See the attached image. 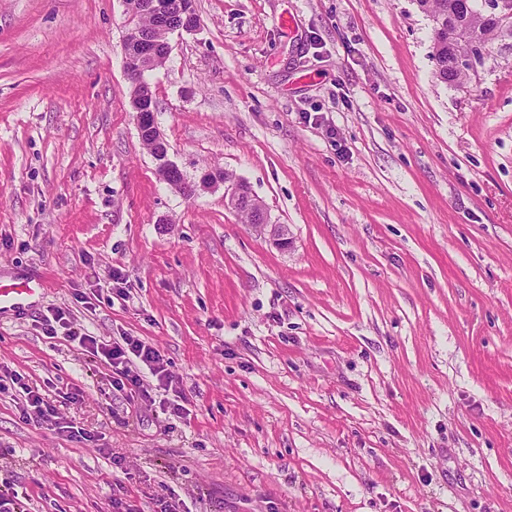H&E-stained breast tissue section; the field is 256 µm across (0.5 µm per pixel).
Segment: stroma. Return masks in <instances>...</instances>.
I'll return each instance as SVG.
<instances>
[{
  "label": "stroma",
  "mask_w": 512,
  "mask_h": 512,
  "mask_svg": "<svg viewBox=\"0 0 512 512\" xmlns=\"http://www.w3.org/2000/svg\"><path fill=\"white\" fill-rule=\"evenodd\" d=\"M195 7L146 74L170 160L229 177L187 200L138 134L123 0H0V282L48 281L0 315V489L28 512H112L121 487L139 512H512V43L456 87L416 0ZM59 311L155 345L172 388L128 400L47 337ZM230 201L231 205L235 209L245 208L253 211L255 214L256 224H254L253 217L249 212H246L245 210H241L240 212L244 213L248 219V223L253 224L255 228L261 230L268 226L266 224L265 214L260 205V202L255 199L251 191L248 190L243 184H239L235 187L234 191L232 192Z\"/></svg>",
  "instance_id": "35a3bbf8"
}]
</instances>
